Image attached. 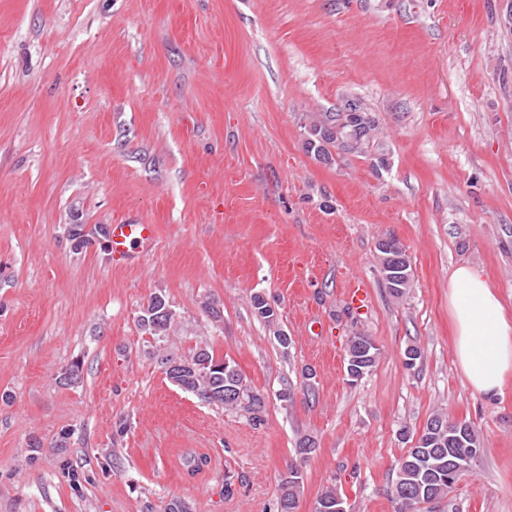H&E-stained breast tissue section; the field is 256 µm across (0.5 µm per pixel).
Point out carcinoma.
Wrapping results in <instances>:
<instances>
[{"label":"carcinoma","instance_id":"1","mask_svg":"<svg viewBox=\"0 0 512 512\" xmlns=\"http://www.w3.org/2000/svg\"><path fill=\"white\" fill-rule=\"evenodd\" d=\"M385 244L387 249H378L383 280L390 292L403 297L412 287L411 271L392 278L388 275V266L392 258L404 257L405 250L393 237L387 238ZM172 319L166 299L155 295L138 316L137 325L143 334L158 342ZM377 357L378 347L372 337L365 334L351 337L346 349V374L372 371ZM179 363L173 373L166 374L174 385L195 395L203 403L226 408L242 405L251 412L252 420H261L264 398L248 388L233 362L198 348ZM482 452L479 433L473 425L466 421H450L439 411L432 413L399 463L389 494L394 512H417L419 502L431 503L447 495L448 490L467 474L468 460ZM301 485L300 469L293 464L288 466V472L280 483L278 512H297Z\"/></svg>","mask_w":512,"mask_h":512}]
</instances>
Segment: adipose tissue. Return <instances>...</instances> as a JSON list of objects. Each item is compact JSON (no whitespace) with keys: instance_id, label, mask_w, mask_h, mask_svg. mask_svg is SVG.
<instances>
[{"instance_id":"ef3b65f1","label":"adipose tissue","mask_w":512,"mask_h":512,"mask_svg":"<svg viewBox=\"0 0 512 512\" xmlns=\"http://www.w3.org/2000/svg\"><path fill=\"white\" fill-rule=\"evenodd\" d=\"M448 308L458 367L481 396L501 395L512 376V311L485 275L474 267H455L448 280Z\"/></svg>"}]
</instances>
